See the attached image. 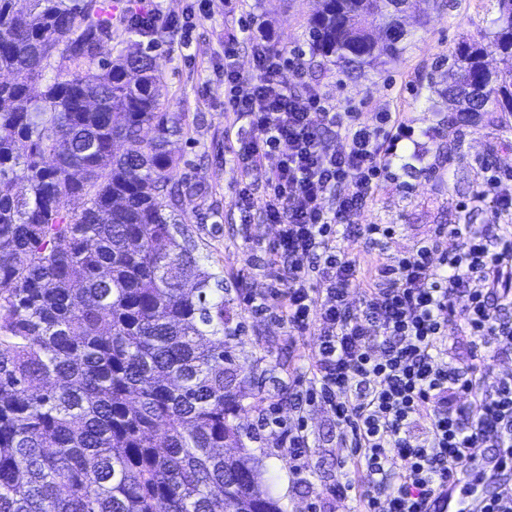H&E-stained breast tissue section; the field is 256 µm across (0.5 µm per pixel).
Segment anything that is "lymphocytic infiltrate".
<instances>
[{"label":"lymphocytic infiltrate","instance_id":"lymphocytic-infiltrate-1","mask_svg":"<svg viewBox=\"0 0 512 512\" xmlns=\"http://www.w3.org/2000/svg\"><path fill=\"white\" fill-rule=\"evenodd\" d=\"M252 43L255 76L224 75V117L249 134L241 150L265 173V219L279 231L264 247L267 290L249 303L278 311L290 331L318 333L297 423L281 438L302 470L305 409L329 407L350 446L336 495L360 491L365 512H433L442 489L465 481L486 449L512 471V375L493 373L495 361L512 359V197L499 193L503 174L493 172L472 200L495 222L438 229L394 263L358 271L353 249L395 233L352 219L376 195L398 139L380 142L360 113L334 111L302 64L285 81L284 53L261 35ZM327 132L347 149H327ZM448 235L458 241L451 252L441 248ZM359 273L361 314L348 300ZM455 334L467 358H450Z\"/></svg>","mask_w":512,"mask_h":512}]
</instances>
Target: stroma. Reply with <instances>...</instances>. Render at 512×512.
I'll return each instance as SVG.
<instances>
[{
  "label": "stroma",
  "instance_id": "1",
  "mask_svg": "<svg viewBox=\"0 0 512 512\" xmlns=\"http://www.w3.org/2000/svg\"><path fill=\"white\" fill-rule=\"evenodd\" d=\"M159 8L169 23L161 35H135L113 25L99 56L110 60L137 46L150 49L163 69L164 109L185 116L184 133L174 143L179 163L169 177L195 183L198 193L176 218L196 256L224 280V303L236 330L226 343L246 364L238 378L244 397L236 418L243 440L259 458L263 482L284 512H361L358 495L339 499L329 493L345 456L331 411L317 405L307 409L310 448L302 472L294 471L277 432L278 425L295 422L296 393L307 386L317 337L311 331L287 336L277 315L251 313L246 303L248 295L267 286L259 246L275 238L277 227L263 215L264 172L243 173L229 151L236 133L224 120V69L231 65L254 76L247 34L262 27L271 44L294 52L307 81L337 111L362 113L373 128L385 114L403 123L405 132L382 173L379 192L356 218L360 224L396 227L393 238L358 249L360 265L391 261L420 245L437 225L458 223L461 205L469 203L488 167L512 169V125L493 115L465 128L452 162L434 164L448 137L452 107L440 94L451 81L446 60L462 42L492 29L497 0H409L405 48L398 61L354 75L310 50L307 21L317 0H159ZM232 34L238 38V52L228 60L222 45ZM244 182L254 200L247 224L234 204Z\"/></svg>",
  "mask_w": 512,
  "mask_h": 512
}]
</instances>
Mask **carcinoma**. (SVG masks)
Masks as SVG:
<instances>
[{
    "instance_id": "obj_1",
    "label": "carcinoma",
    "mask_w": 512,
    "mask_h": 512,
    "mask_svg": "<svg viewBox=\"0 0 512 512\" xmlns=\"http://www.w3.org/2000/svg\"><path fill=\"white\" fill-rule=\"evenodd\" d=\"M498 2L490 42L460 44L441 90L459 108L440 164L459 127L512 112V69L487 60L512 57V0ZM15 4L0 0V512H282L232 422L242 391L225 375L244 366L224 346L223 280L175 220L196 188L167 177L183 124L162 108L161 65L141 48L98 60L99 0ZM402 5L323 0L312 47L351 73L385 65Z\"/></svg>"
}]
</instances>
